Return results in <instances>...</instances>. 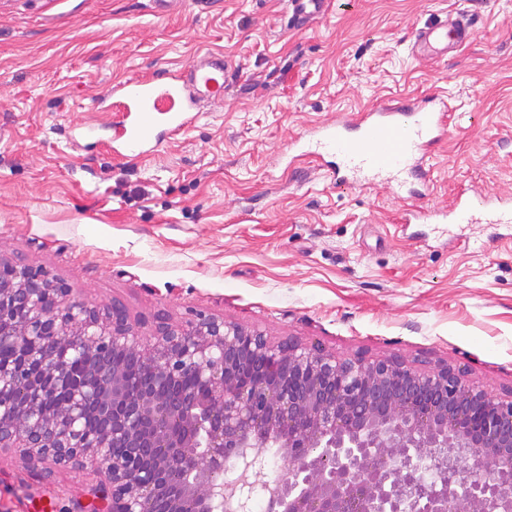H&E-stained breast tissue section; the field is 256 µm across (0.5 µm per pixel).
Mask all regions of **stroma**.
I'll return each instance as SVG.
<instances>
[{"label": "stroma", "instance_id": "stroma-1", "mask_svg": "<svg viewBox=\"0 0 512 512\" xmlns=\"http://www.w3.org/2000/svg\"><path fill=\"white\" fill-rule=\"evenodd\" d=\"M473 19L423 55L418 29ZM222 52L224 101L157 150L120 157L105 92ZM447 100L421 198L336 188L293 159L318 127L388 99ZM474 190L512 203V0H330L301 27L286 0H0V256L72 296L158 316L205 313L342 357L441 363L512 392V231L403 224ZM100 476L45 477L0 453V512H75Z\"/></svg>", "mask_w": 512, "mask_h": 512}]
</instances>
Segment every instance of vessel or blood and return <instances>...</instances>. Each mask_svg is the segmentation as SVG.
<instances>
[{
    "label": "vessel or blood",
    "instance_id": "obj_1",
    "mask_svg": "<svg viewBox=\"0 0 512 512\" xmlns=\"http://www.w3.org/2000/svg\"><path fill=\"white\" fill-rule=\"evenodd\" d=\"M327 5V0H288L290 25L324 14ZM475 32L470 21L453 23L448 29L427 26L418 30L416 43L424 49L448 42L462 45ZM224 72L223 55L206 52L159 79L132 77L113 86L109 95L123 129L118 154H143L146 147L159 145L158 126L180 134L202 106L223 103ZM448 116L447 103L435 96L418 103L391 100L319 127L300 141L299 148L303 157L330 162L337 188L385 178L407 186L409 196L416 199L425 184L424 164L431 147L445 134ZM445 219L458 226L486 224L496 230L512 224V208L469 193L457 198Z\"/></svg>",
    "mask_w": 512,
    "mask_h": 512
}]
</instances>
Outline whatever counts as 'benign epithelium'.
Segmentation results:
<instances>
[{
  "label": "benign epithelium",
  "mask_w": 512,
  "mask_h": 512,
  "mask_svg": "<svg viewBox=\"0 0 512 512\" xmlns=\"http://www.w3.org/2000/svg\"><path fill=\"white\" fill-rule=\"evenodd\" d=\"M272 448L267 512H512V394L202 313L145 337L0 258V451L102 475L78 512H248Z\"/></svg>",
  "instance_id": "1"
}]
</instances>
